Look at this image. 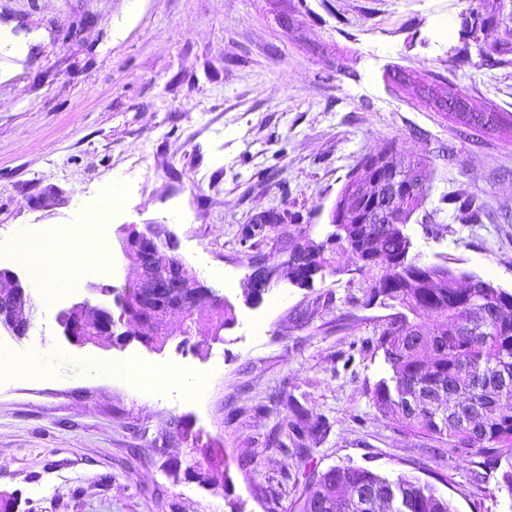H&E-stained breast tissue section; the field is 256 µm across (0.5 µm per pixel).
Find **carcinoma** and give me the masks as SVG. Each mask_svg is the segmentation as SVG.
<instances>
[{
	"label": "carcinoma",
	"mask_w": 512,
	"mask_h": 512,
	"mask_svg": "<svg viewBox=\"0 0 512 512\" xmlns=\"http://www.w3.org/2000/svg\"><path fill=\"white\" fill-rule=\"evenodd\" d=\"M426 103L486 133L497 126L494 113L465 111L461 90L432 83ZM421 183L408 200L403 220L425 203L432 178L426 161L412 163ZM451 218L480 224L484 203L474 197L442 198ZM412 242L402 224H337L326 241L296 240L288 251L289 280L306 288L331 267L326 253H350L361 268L381 276L363 292V303L390 310L375 332L389 375L371 390L384 417L406 429L448 444L460 457L484 455L483 465L500 472L497 490L512 498V292L490 279L448 264L423 263L410 255ZM220 330L234 322L224 305L208 314ZM285 427L296 438L322 435L327 423L291 404ZM300 512H455L428 480L409 473L386 477L368 468L342 464L310 481L299 499Z\"/></svg>",
	"instance_id": "1"
}]
</instances>
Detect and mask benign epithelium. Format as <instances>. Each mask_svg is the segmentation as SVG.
I'll use <instances>...</instances> for the list:
<instances>
[{"label": "benign epithelium", "instance_id": "1", "mask_svg": "<svg viewBox=\"0 0 512 512\" xmlns=\"http://www.w3.org/2000/svg\"><path fill=\"white\" fill-rule=\"evenodd\" d=\"M392 152L367 155L356 169L360 177L351 188L354 214L358 224H398L405 204L415 190L407 181L406 172L391 162ZM118 243L123 254L134 262V272L125 284L116 288L110 285H90L91 296L56 314V322L63 329V336L79 347L95 344L101 337H109L122 347L133 336L146 346H153L147 337L166 335V320L179 315L180 333L192 336L197 325L189 322L187 314L199 312L224 303L198 276L183 274L186 269L178 259L163 257V249L174 248L169 233L157 224H147L143 229L124 226L120 229ZM139 289V312L131 315L126 298L129 289ZM111 295L120 311L114 316L112 307L93 298L95 294ZM33 307L29 289L18 274L10 269H0V326L12 335H27L31 321L23 317ZM119 325L135 326L134 330L116 332Z\"/></svg>", "mask_w": 512, "mask_h": 512}]
</instances>
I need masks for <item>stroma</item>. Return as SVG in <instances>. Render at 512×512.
Instances as JSON below:
<instances>
[{"mask_svg":"<svg viewBox=\"0 0 512 512\" xmlns=\"http://www.w3.org/2000/svg\"><path fill=\"white\" fill-rule=\"evenodd\" d=\"M0 0V267L20 235L66 233L113 179L126 184L99 231L104 266L32 311L27 336L0 328L29 374L0 371V494L18 512H296L313 477L345 463L393 477L439 473L457 512H512L498 472L374 408L388 374L370 348L385 311L346 302L374 274L337 253L300 288L287 274L261 303L243 288L252 258L285 259L291 241H325L360 158L395 146L432 170L424 213L405 228L425 263L448 261L512 290V224L427 223L443 195L512 209V135L484 134L430 110L416 84L437 74L481 112L512 117V0ZM496 15L471 34L470 9ZM404 71L410 81L392 84ZM273 210L258 248L242 227ZM159 224L177 258L229 303L234 324L189 338L170 318L161 350L138 340L78 347L55 321L89 284L122 285L132 267L120 225ZM152 369L154 387L101 365ZM207 382L187 395L173 376ZM330 423L280 444L289 397ZM218 455L227 485L196 476Z\"/></svg>","mask_w":512,"mask_h":512,"instance_id":"stroma-1","label":"stroma"}]
</instances>
